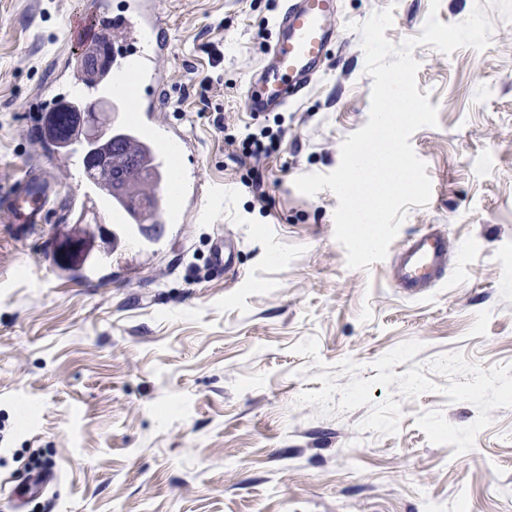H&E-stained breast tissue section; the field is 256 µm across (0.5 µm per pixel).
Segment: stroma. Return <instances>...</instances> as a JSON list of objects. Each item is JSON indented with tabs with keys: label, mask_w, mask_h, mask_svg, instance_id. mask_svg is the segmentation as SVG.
<instances>
[{
	"label": "stroma",
	"mask_w": 512,
	"mask_h": 512,
	"mask_svg": "<svg viewBox=\"0 0 512 512\" xmlns=\"http://www.w3.org/2000/svg\"><path fill=\"white\" fill-rule=\"evenodd\" d=\"M79 0H0V185L30 165L60 185L48 224L25 237L0 223V512L30 455L57 474L27 512H512V408L491 411L473 448L428 441L417 416L441 411L463 428L476 406L437 392L401 398L397 433L362 429L361 406L320 414L298 404L317 374L364 379L402 342L421 364L458 353L473 366L512 365V0H339L322 75L287 110L250 120L242 99L266 59L283 0H162L171 51L159 119L195 144L197 190L210 221L188 216L169 240L143 241L132 268L84 280L48 270L75 214L65 170L38 146L28 108L64 91L53 60L71 53ZM482 6L490 45L443 54L421 45L419 92L438 124L410 142L432 184L408 205L389 256L351 269L334 238L338 204L297 177L327 174L369 117L373 79L358 32L392 9L393 43L429 15L464 21ZM281 133L259 163L231 158L228 137ZM263 180L258 204L251 184ZM448 238V272L409 296L393 281L409 235ZM238 247V271H211L217 238Z\"/></svg>",
	"instance_id": "1"
}]
</instances>
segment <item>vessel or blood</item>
<instances>
[{"label": "vessel or blood", "instance_id": "b4317fda", "mask_svg": "<svg viewBox=\"0 0 512 512\" xmlns=\"http://www.w3.org/2000/svg\"><path fill=\"white\" fill-rule=\"evenodd\" d=\"M337 0H288L275 22L278 34L269 48L268 62L244 97L243 110L251 117L287 105L321 74L335 35ZM67 39L75 54L62 58L58 68L72 84V103L86 106L106 96L112 101V130L135 151L142 166L150 169L158 200L154 218L131 209L119 195H110L91 178L83 164L84 148L72 139L66 149L44 143L43 149L56 165L71 175L79 218L94 215L97 223L113 227L123 250L112 251L113 260L126 262L138 247L136 225L184 223L187 212L205 217L198 195H185L183 178L170 163L173 155L194 154L191 140L177 127L158 121L166 99L161 88L167 80L163 67L170 53V37L161 12V0H122L120 14H113L111 0H86L68 22ZM109 46L112 63L88 74L82 58L96 46ZM59 185L43 169L30 166L0 187V216L24 231L47 223ZM211 264L228 271L236 266L234 245L217 242ZM448 266V241L426 232L404 241L396 262V285L410 295L440 281Z\"/></svg>", "mask_w": 512, "mask_h": 512}]
</instances>
